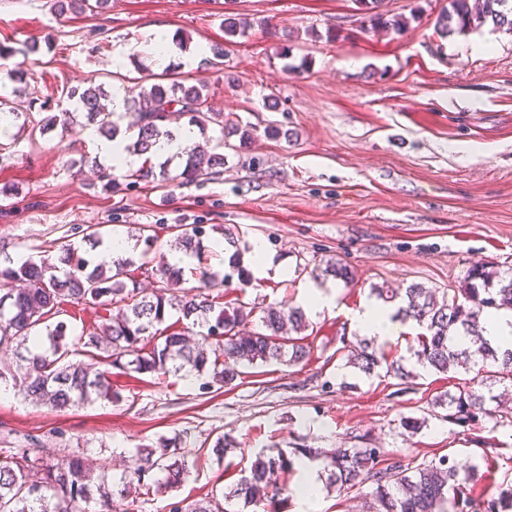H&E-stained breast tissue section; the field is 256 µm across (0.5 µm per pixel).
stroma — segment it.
I'll use <instances>...</instances> for the list:
<instances>
[{"label":"stroma","mask_w":512,"mask_h":512,"mask_svg":"<svg viewBox=\"0 0 512 512\" xmlns=\"http://www.w3.org/2000/svg\"><path fill=\"white\" fill-rule=\"evenodd\" d=\"M54 2L0 0V43L15 48L14 63L28 73L8 94L17 117L0 140V187L15 190L0 194V261L59 259L78 224L133 242L150 225L157 239L148 258L159 265L180 250L175 225L201 224L209 239L229 231L243 248L258 239L286 261L287 277L255 274L239 284L243 301L300 303L311 282L297 271L304 262L342 261L354 282H336L332 307L310 317L306 362L263 363L211 391L193 375L116 372L119 401L62 412L11 388L0 395V448L45 456L66 448L118 476L139 448L186 437L190 477L140 496L137 512L223 495L259 453H287L305 439L328 450L368 441L415 465L448 455L491 467L490 483H511L512 427L473 437L432 413V398L455 390L461 374L427 373L405 388L348 367L343 343L355 341L350 318L372 289H456L474 263L512 268V31L488 23L441 37L435 21L448 0H385L390 14L410 19L399 33L364 31L353 0H108L63 16ZM228 13L253 23L230 43ZM156 27L175 42L162 64L147 50ZM275 27L291 30V42L273 36ZM330 29L336 41H327ZM122 51L126 62L113 69ZM191 58L196 66L186 67ZM166 67L206 81L214 111L250 128L251 144L223 138V172L197 183L120 177L103 191L81 163L98 154L87 119L49 128L41 104L91 84L124 86L134 97ZM271 125L287 137H267ZM404 417L424 425L407 434ZM222 434L238 446L220 461L208 444ZM301 475L298 467L287 475L281 512H366V486L321 487L314 507L303 508Z\"/></svg>","instance_id":"stroma-1"}]
</instances>
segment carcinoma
I'll use <instances>...</instances> for the list:
<instances>
[{"instance_id":"obj_1","label":"carcinoma","mask_w":512,"mask_h":512,"mask_svg":"<svg viewBox=\"0 0 512 512\" xmlns=\"http://www.w3.org/2000/svg\"><path fill=\"white\" fill-rule=\"evenodd\" d=\"M369 27L401 31L408 19L382 9L383 0H354ZM512 30L509 0H448L437 17L441 34L451 36L474 30L486 23ZM224 35L244 37L252 28L245 17L226 15ZM107 98L102 86H89L78 93L71 89V108L48 120L67 127L76 113L97 126L108 141L127 133L124 150L144 157L141 166L126 171L135 183L175 181L181 185L203 175L219 174L224 155L199 145H190L180 155L175 175L169 161L158 164L153 148L157 139L172 136L174 116L188 117V125L206 134L209 125L224 126V116L213 111L207 85L174 82L169 87L154 83L132 100L136 120L120 129L122 117L102 104ZM177 239L185 249L201 256L205 229L200 224H180ZM67 269L44 257L0 266V347L45 339L48 347L29 353L15 374L0 371V384H18L26 396L53 410L79 407L94 401H112V372L151 377L170 373L206 378L203 388H223L240 377V368L279 361L290 365L305 360L309 344L301 333L309 321L300 306L281 304L258 307L240 298L228 300L225 290L231 275L203 272V286L183 287L182 268L166 264L135 265L130 257L117 256L106 265L79 253L72 244L63 249ZM155 276L163 286L152 292L135 287L136 274ZM315 279L332 277L345 287L353 284L349 266L330 259L310 270ZM401 301L397 315L415 323L420 332L410 347L419 369L408 368L404 358L395 357L362 340L351 347L346 365L368 377L394 378L401 385H415L422 374L462 370L470 375L455 392L446 391L432 399V407L445 413L441 420L474 430L485 421L494 426L512 425V409H502V396L512 394V348H504L484 336V322L502 310L512 312V271L495 266L471 268L461 288L453 293L413 283L395 294ZM88 308L106 306L109 317L78 343L66 342L67 324H48L59 314L66 299ZM178 313L186 322L180 330L162 327L168 312ZM88 350L87 360H77L79 348ZM106 353L108 368L97 367V352ZM184 440L179 436L161 438L140 449L134 466L114 479L106 467L90 468L74 452L52 458L33 454L29 448H0V512H112L114 491L145 493L173 489L189 475ZM238 442L220 435L211 453L219 460ZM383 452L368 445L336 448L330 452L307 444L293 448V457L279 451L261 454L230 489L229 497L246 504L264 505L266 512H279L286 489L284 476L294 460L320 458L329 472L328 487L350 489L362 484L372 488L375 512H512V484L487 494L477 489L482 480L478 467L462 471L447 455L428 464L411 466L400 456L382 463ZM164 474V478L157 474Z\"/></svg>"}]
</instances>
